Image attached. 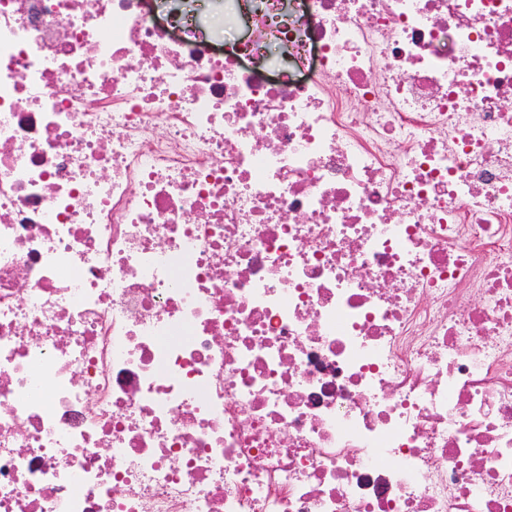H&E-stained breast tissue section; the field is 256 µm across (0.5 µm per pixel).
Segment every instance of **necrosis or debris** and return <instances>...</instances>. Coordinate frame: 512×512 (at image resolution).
Segmentation results:
<instances>
[{
  "label": "necrosis or debris",
  "mask_w": 512,
  "mask_h": 512,
  "mask_svg": "<svg viewBox=\"0 0 512 512\" xmlns=\"http://www.w3.org/2000/svg\"><path fill=\"white\" fill-rule=\"evenodd\" d=\"M0 0V512H512V0Z\"/></svg>",
  "instance_id": "4bbe7bcc"
}]
</instances>
